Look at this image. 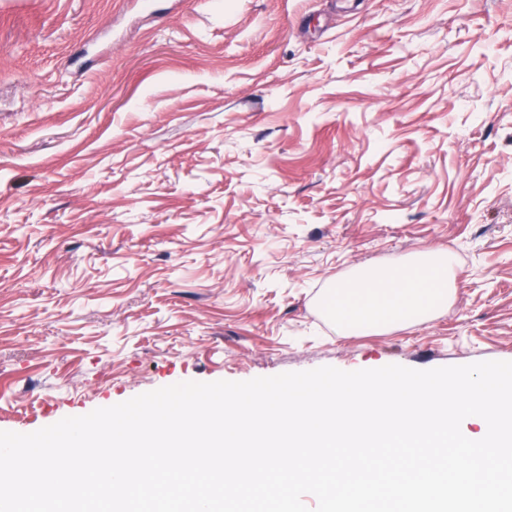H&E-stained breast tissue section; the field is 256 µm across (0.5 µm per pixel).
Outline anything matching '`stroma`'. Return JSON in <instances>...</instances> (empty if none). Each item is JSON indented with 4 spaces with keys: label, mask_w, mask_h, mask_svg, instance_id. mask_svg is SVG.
I'll return each instance as SVG.
<instances>
[{
    "label": "stroma",
    "mask_w": 512,
    "mask_h": 512,
    "mask_svg": "<svg viewBox=\"0 0 512 512\" xmlns=\"http://www.w3.org/2000/svg\"><path fill=\"white\" fill-rule=\"evenodd\" d=\"M446 248L440 316L330 282ZM512 361V0H0V431L182 381ZM456 266L451 251L430 249L408 263L359 268L330 283L319 306L342 335L421 323L448 308L456 293Z\"/></svg>",
    "instance_id": "obj_1"
}]
</instances>
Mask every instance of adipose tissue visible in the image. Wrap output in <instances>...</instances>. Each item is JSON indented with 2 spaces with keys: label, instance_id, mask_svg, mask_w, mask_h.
Masks as SVG:
<instances>
[{
  "label": "adipose tissue",
  "instance_id": "1",
  "mask_svg": "<svg viewBox=\"0 0 512 512\" xmlns=\"http://www.w3.org/2000/svg\"><path fill=\"white\" fill-rule=\"evenodd\" d=\"M452 252L430 249L400 265L359 268L330 283L319 298L322 314L344 335L357 336L429 320L456 293Z\"/></svg>",
  "mask_w": 512,
  "mask_h": 512
}]
</instances>
